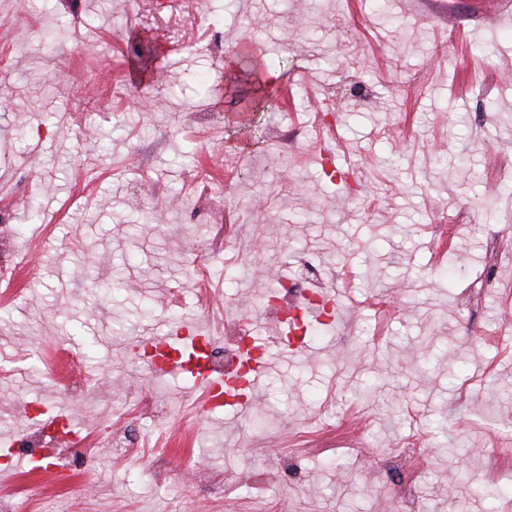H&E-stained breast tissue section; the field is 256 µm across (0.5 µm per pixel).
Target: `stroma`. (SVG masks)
<instances>
[{"instance_id":"stroma-1","label":"stroma","mask_w":512,"mask_h":512,"mask_svg":"<svg viewBox=\"0 0 512 512\" xmlns=\"http://www.w3.org/2000/svg\"><path fill=\"white\" fill-rule=\"evenodd\" d=\"M389 4L0 0V512H409V487L512 512V0ZM250 37L283 62L251 139ZM307 259L349 295L286 350L267 272ZM220 310L270 366L250 406L191 420L197 382L142 340L175 311L223 339ZM49 349L85 356L78 391ZM61 416L85 473L11 445Z\"/></svg>"}]
</instances>
